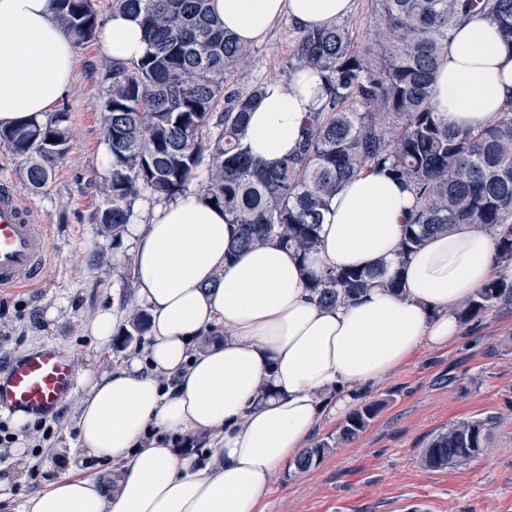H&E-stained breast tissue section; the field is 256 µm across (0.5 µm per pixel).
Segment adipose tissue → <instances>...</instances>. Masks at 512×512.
Listing matches in <instances>:
<instances>
[{
    "label": "adipose tissue",
    "mask_w": 512,
    "mask_h": 512,
    "mask_svg": "<svg viewBox=\"0 0 512 512\" xmlns=\"http://www.w3.org/2000/svg\"><path fill=\"white\" fill-rule=\"evenodd\" d=\"M353 0H211L226 31L267 38L282 18L327 28ZM106 57L132 64L147 51L138 19L113 12ZM74 45L50 0H0V126L43 120L72 89ZM326 95L305 69L271 80L248 114L244 142L274 163L295 151L302 124ZM512 100V49L496 24L460 22L448 41L432 105L460 128L492 123ZM416 205L408 185L383 172L347 181L331 200L322 246L307 266L365 268L391 260ZM196 186L132 225L135 295L152 319L144 357L109 374L83 372L79 446L101 461L76 465L18 512H266L278 473L325 421L343 419L364 390L388 380L423 347L461 334L457 312L498 274L494 240L463 224L428 239L383 283L328 308L305 286L298 259L269 244L231 259L236 236ZM224 338L205 348L212 328ZM201 438L188 452L181 440Z\"/></svg>",
    "instance_id": "obj_1"
}]
</instances>
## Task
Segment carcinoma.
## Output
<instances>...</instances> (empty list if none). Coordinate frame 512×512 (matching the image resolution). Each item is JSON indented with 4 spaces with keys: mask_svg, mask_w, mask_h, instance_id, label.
<instances>
[{
    "mask_svg": "<svg viewBox=\"0 0 512 512\" xmlns=\"http://www.w3.org/2000/svg\"><path fill=\"white\" fill-rule=\"evenodd\" d=\"M56 22L80 47L96 39L95 0H51ZM112 10L140 20L148 44L138 63L103 59V133L110 152L104 203L94 223L121 245L129 225L143 221L137 200L159 204L197 184L224 217L238 226L230 255L276 242L302 268L321 245L324 211L343 182L366 171H386L412 189L416 205L404 221L395 264L425 240L457 224L494 234L499 276L464 302L471 321L502 301L512 303V101L492 124L463 130L438 119L431 99L451 33L465 18L494 21L512 49V0H379L377 48L360 50L341 25L296 30L289 67L316 70L326 98L303 122L298 151L269 165L243 142L248 113L262 97L260 83L246 93H224V74L247 62L251 46L224 31L210 0H112ZM70 115L62 107L45 122L0 127V142L27 159L23 178L39 192L70 149ZM307 288L326 307L354 298L389 276L371 269L308 271ZM112 340L124 346L150 332V314L128 303ZM378 404L350 412L336 443L356 438ZM490 418H468L430 433L420 452L426 470L467 464L492 449ZM331 449L305 450L303 473Z\"/></svg>",
    "mask_w": 512,
    "mask_h": 512,
    "instance_id": "1",
    "label": "carcinoma"
}]
</instances>
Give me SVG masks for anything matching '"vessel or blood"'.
<instances>
[{"mask_svg": "<svg viewBox=\"0 0 512 512\" xmlns=\"http://www.w3.org/2000/svg\"><path fill=\"white\" fill-rule=\"evenodd\" d=\"M50 257L49 228L26 205L13 182L0 180V290L33 287ZM71 357L54 345L35 346L0 364V413L47 418L73 394Z\"/></svg>", "mask_w": 512, "mask_h": 512, "instance_id": "1", "label": "vessel or blood"}]
</instances>
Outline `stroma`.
<instances>
[{"label": "stroma", "instance_id": "stroma-1", "mask_svg": "<svg viewBox=\"0 0 512 512\" xmlns=\"http://www.w3.org/2000/svg\"><path fill=\"white\" fill-rule=\"evenodd\" d=\"M377 0H354L342 24L353 43L366 47L378 28ZM295 27L281 19L267 39L254 44L248 62L228 71L226 89L246 92L272 79L288 80ZM103 57L100 41L74 53V85L66 97L75 142L57 163L48 188L34 193L23 178L24 158L0 143V177L11 179L22 199L50 226L52 258L41 284L0 296V361L32 346L51 344L73 359L76 371L109 372L142 356L148 338L127 347L100 345L87 323L100 309L124 317L134 298V238L113 247L94 224L103 202L109 145L102 132L103 91L92 64ZM110 272L95 267L98 255ZM82 389L64 404L61 425L49 438L33 428L14 431L23 455L0 452V479L15 481L0 501V512H16L67 468L78 444L74 416ZM362 402L379 409L352 441L340 445L309 471L286 467L278 475L266 512H410L425 502L429 512H512V304L504 302L465 322L460 338L443 349H423ZM494 417L492 450L468 464L439 471L420 464L424 439L433 430L471 417Z\"/></svg>", "mask_w": 512, "mask_h": 512}]
</instances>
